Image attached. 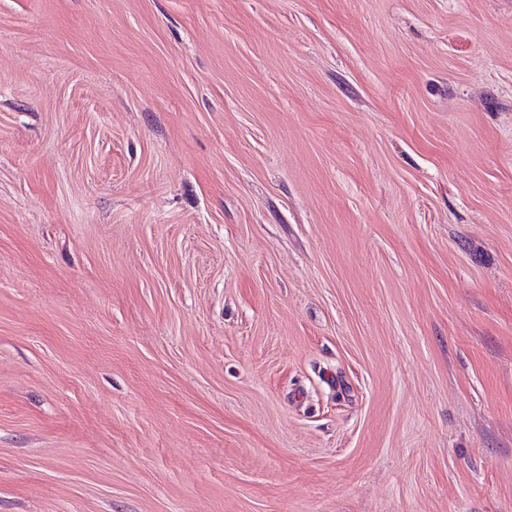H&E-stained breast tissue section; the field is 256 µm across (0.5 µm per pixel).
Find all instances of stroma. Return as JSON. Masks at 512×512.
I'll list each match as a JSON object with an SVG mask.
<instances>
[{"mask_svg": "<svg viewBox=\"0 0 512 512\" xmlns=\"http://www.w3.org/2000/svg\"><path fill=\"white\" fill-rule=\"evenodd\" d=\"M0 512H512V0H0Z\"/></svg>", "mask_w": 512, "mask_h": 512, "instance_id": "obj_1", "label": "stroma"}]
</instances>
